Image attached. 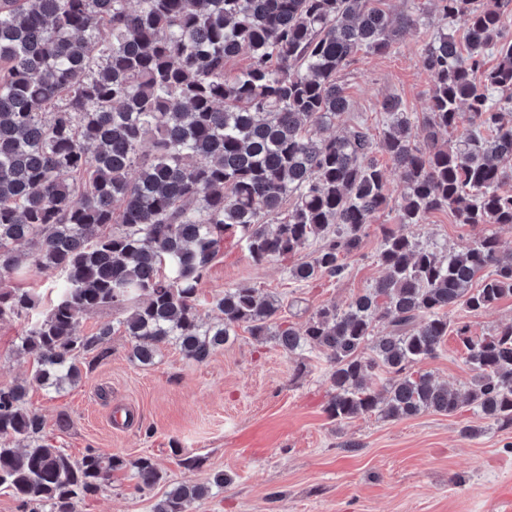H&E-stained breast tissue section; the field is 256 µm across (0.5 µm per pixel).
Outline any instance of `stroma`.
Instances as JSON below:
<instances>
[{
	"instance_id": "obj_1",
	"label": "stroma",
	"mask_w": 512,
	"mask_h": 512,
	"mask_svg": "<svg viewBox=\"0 0 512 512\" xmlns=\"http://www.w3.org/2000/svg\"><path fill=\"white\" fill-rule=\"evenodd\" d=\"M433 24L401 33L385 54L358 53L338 75L350 109L328 132L361 123L381 140L383 98H402L416 141H423L435 79L421 64ZM394 207L379 211L349 260L345 278L299 282L286 260L254 263L244 242L225 239L200 289L201 303L225 288L247 285L280 302L277 320L303 329L321 306L348 303L385 274L378 260L380 227L396 223ZM422 244L459 251L495 234L512 253V226L458 224L436 211L412 226ZM451 322L482 336L512 323V296L489 309L457 306ZM25 319L0 322V386L29 380L32 358L18 354ZM90 354L78 384L60 389L31 383L27 402L43 416L54 444L70 453L92 448L127 460L151 457L160 482L146 492L127 468L113 471L107 489L78 512H152L169 484H194L221 471L224 488L191 504L189 512H497L500 494H512V428L502 429L474 408L453 415L425 411L391 419L372 413L331 422L329 368L317 352L285 353L257 342L246 328L203 364L165 346L155 364L141 366L119 335ZM423 368L448 387L471 388L467 351L448 334L438 358ZM473 427L463 436V427ZM197 457L196 466L181 458Z\"/></svg>"
}]
</instances>
